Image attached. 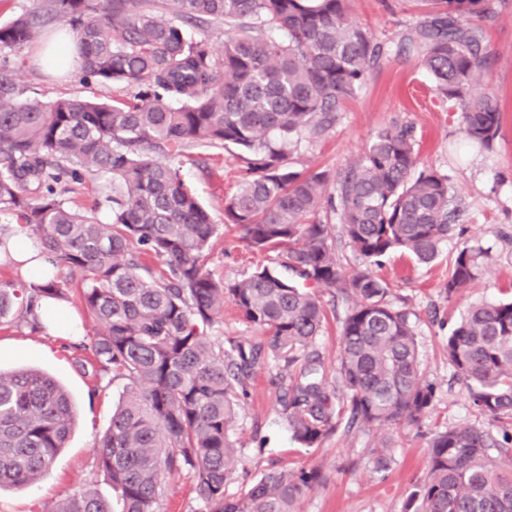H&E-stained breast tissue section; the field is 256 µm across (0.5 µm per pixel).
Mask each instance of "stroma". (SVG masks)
I'll list each match as a JSON object with an SVG mask.
<instances>
[{"label":"stroma","instance_id":"35a3bbf8","mask_svg":"<svg viewBox=\"0 0 512 512\" xmlns=\"http://www.w3.org/2000/svg\"><path fill=\"white\" fill-rule=\"evenodd\" d=\"M421 11L420 0H352L353 18L381 42L398 40ZM485 33L492 59L484 88L496 97L503 114L492 150L465 139L454 101L435 92L431 76L415 56L402 55L390 57L373 73L363 91L346 103L332 130L317 141L302 143L293 156L295 168L337 172L378 130L406 122L415 128L421 166L450 176L464 221L442 241L437 259L424 265L394 253L376 270L390 285V302L412 314L421 368L437 385L431 412L420 422L392 431H341L321 447L306 450L292 440L282 422L269 369L261 367L231 431L244 469L227 484V494H239L245 479L274 466L316 468L329 480L301 499L299 512H403L415 478L426 467L432 433L444 427L487 426L448 363L446 331L431 321L436 315L453 324L469 305L512 296V0ZM49 44V38H39L15 56L28 97L44 104L74 95L108 103L123 97L120 87L83 82L78 70L48 68L44 57ZM242 168L239 151L231 146L187 150L182 177L215 223L224 221V199L236 190ZM464 247L479 253L480 269L466 288L450 297L444 290L448 268ZM269 261V255L246 250L239 230L228 228L214 243L209 268L215 276L234 280ZM73 343V337L56 336L24 321L0 324V370L42 369L66 386L78 409L76 429L49 473L38 483L0 490V512H40L84 482L94 484L104 496L112 494L110 482L96 467L94 445L108 427L122 387L81 366V353ZM383 443L393 448L396 459L384 480L372 472L364 456L365 449ZM203 510L191 473L167 479L158 512Z\"/></svg>","mask_w":512,"mask_h":512}]
</instances>
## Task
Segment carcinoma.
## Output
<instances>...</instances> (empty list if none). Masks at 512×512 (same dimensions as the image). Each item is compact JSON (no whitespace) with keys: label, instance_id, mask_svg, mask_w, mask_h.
Here are the masks:
<instances>
[{"label":"carcinoma","instance_id":"obj_1","mask_svg":"<svg viewBox=\"0 0 512 512\" xmlns=\"http://www.w3.org/2000/svg\"><path fill=\"white\" fill-rule=\"evenodd\" d=\"M397 42L351 19V0H37L0 25V213L22 221L52 265L46 282L0 283V322L37 321L44 297L76 295L99 330L74 348L96 374L124 383L95 446L108 500L82 484L46 512H157L168 477L193 474L205 512H298L323 485L318 469L269 470L229 496L241 467L230 438L256 369L274 366L281 418L294 441L318 448L342 429L417 423L436 386L424 375L410 312L387 301L373 266L395 252L433 262L463 213L448 175L419 168L414 127L379 130L340 172L297 170L293 151L319 139L390 56L414 53L440 95L456 103L467 139L492 147L502 113L482 91L491 64L485 23L505 0H422ZM224 25L217 51L188 28ZM67 26L85 80L119 85L125 100L80 96L42 105L24 96L9 53ZM231 144L245 176L224 202V223L185 184L190 146ZM88 176L107 178L100 224L63 197ZM333 185L324 197L320 188ZM235 226L246 249L275 264L226 282L208 270L213 241ZM341 233L358 263L344 273ZM458 250L444 288L477 276ZM317 288L350 303L338 366L319 347L327 309ZM232 302L263 333L212 338ZM448 362L493 432L470 425L432 434L424 476L404 512H512V299L469 307L448 333ZM70 395L37 368L0 372V490L30 485L53 466L75 427ZM373 472L392 449L368 450Z\"/></svg>","mask_w":512,"mask_h":512}]
</instances>
